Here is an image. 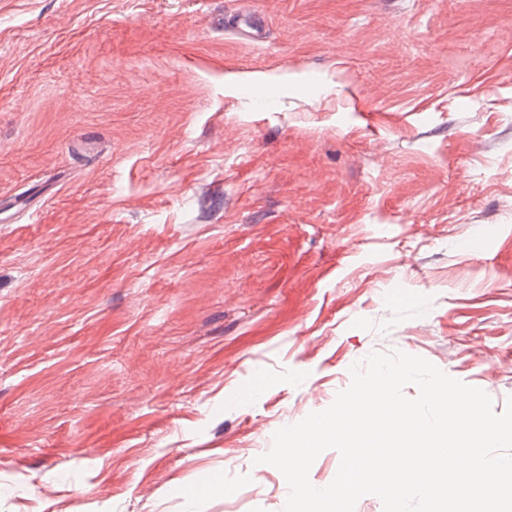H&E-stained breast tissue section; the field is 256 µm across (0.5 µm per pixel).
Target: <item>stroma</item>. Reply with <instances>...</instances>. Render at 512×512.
<instances>
[{
	"label": "stroma",
	"instance_id": "obj_1",
	"mask_svg": "<svg viewBox=\"0 0 512 512\" xmlns=\"http://www.w3.org/2000/svg\"><path fill=\"white\" fill-rule=\"evenodd\" d=\"M394 350L512 397V0H0V512H283Z\"/></svg>",
	"mask_w": 512,
	"mask_h": 512
}]
</instances>
